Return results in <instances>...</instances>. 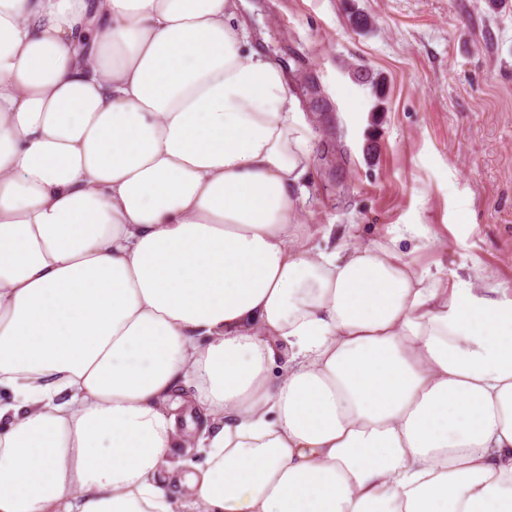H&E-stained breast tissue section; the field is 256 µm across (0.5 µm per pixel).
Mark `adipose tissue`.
Returning a JSON list of instances; mask_svg holds the SVG:
<instances>
[{
  "instance_id": "adipose-tissue-1",
  "label": "adipose tissue",
  "mask_w": 512,
  "mask_h": 512,
  "mask_svg": "<svg viewBox=\"0 0 512 512\" xmlns=\"http://www.w3.org/2000/svg\"><path fill=\"white\" fill-rule=\"evenodd\" d=\"M242 2L0 0V512H512V287L301 223Z\"/></svg>"
}]
</instances>
